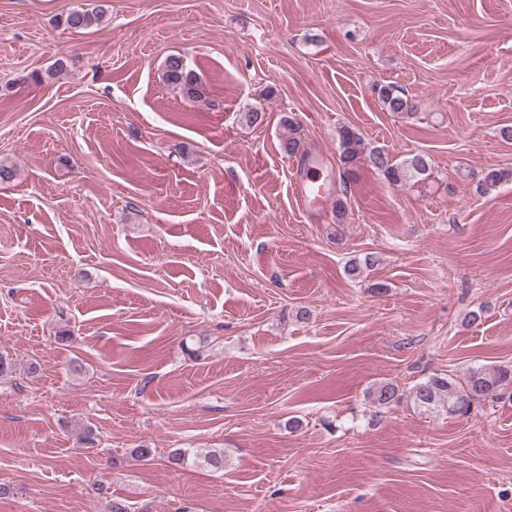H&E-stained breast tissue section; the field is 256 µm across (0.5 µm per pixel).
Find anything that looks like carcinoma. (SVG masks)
<instances>
[{"instance_id":"1","label":"carcinoma","mask_w":512,"mask_h":512,"mask_svg":"<svg viewBox=\"0 0 512 512\" xmlns=\"http://www.w3.org/2000/svg\"><path fill=\"white\" fill-rule=\"evenodd\" d=\"M99 19L97 11L79 7L66 12L65 24L78 30L93 25ZM161 79L188 100L195 101L205 96V88L199 77L187 68L179 54L166 57ZM375 93L390 112H398L408 118L418 113V102L391 84L376 86ZM284 123L288 125V137L283 139L281 149L285 154L295 156L303 149L300 125L292 117L284 119ZM337 142L338 161L347 174L362 160L393 185L415 186L432 178V160L423 152L412 153L397 162L383 149L366 146L362 134L349 126L338 129ZM511 383L512 366H475L467 369L460 377L454 378L447 374L427 377L413 389L412 400L423 412L464 415L470 411L474 402L496 395L499 389ZM403 399L400 387L393 382L383 383L373 391V404L379 413L399 405Z\"/></svg>"}]
</instances>
